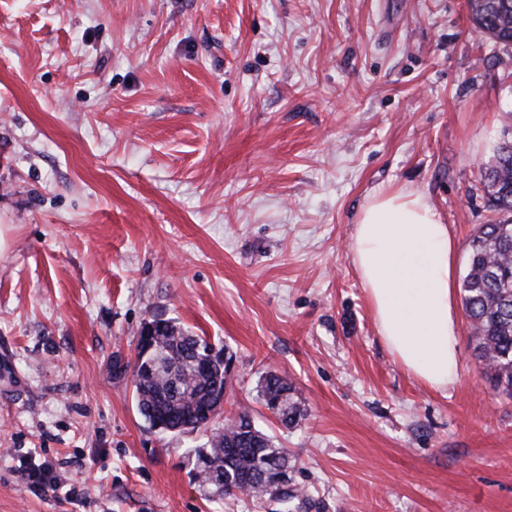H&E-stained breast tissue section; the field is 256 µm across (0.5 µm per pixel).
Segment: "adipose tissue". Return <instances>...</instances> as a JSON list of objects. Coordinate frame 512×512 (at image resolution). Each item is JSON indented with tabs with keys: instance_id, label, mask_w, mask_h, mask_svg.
<instances>
[{
	"instance_id": "obj_1",
	"label": "adipose tissue",
	"mask_w": 512,
	"mask_h": 512,
	"mask_svg": "<svg viewBox=\"0 0 512 512\" xmlns=\"http://www.w3.org/2000/svg\"><path fill=\"white\" fill-rule=\"evenodd\" d=\"M377 332L430 388L456 383L459 330L456 242L427 196L399 188L370 196L350 244Z\"/></svg>"
}]
</instances>
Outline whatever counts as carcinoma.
<instances>
[{"mask_svg": "<svg viewBox=\"0 0 512 512\" xmlns=\"http://www.w3.org/2000/svg\"><path fill=\"white\" fill-rule=\"evenodd\" d=\"M474 30L505 49H512V0H467ZM487 201L502 218L482 225L468 247V271L462 280L463 303L471 321L478 358L487 373L512 391V130L497 143L481 173ZM156 349L146 353L137 342L133 376L161 356L171 362L179 392L170 394L163 377L134 384L136 408L150 427L185 431L205 403L213 386L227 387L221 361L212 359L213 346L172 320L160 319ZM293 386L284 376L268 372L258 381L261 403L285 428L305 416L292 397ZM194 479L208 495L225 500L239 494L283 503L298 497L296 465L288 450L259 430L249 412L224 421L202 448L194 449Z\"/></svg>", "mask_w": 512, "mask_h": 512, "instance_id": "obj_1", "label": "carcinoma"}]
</instances>
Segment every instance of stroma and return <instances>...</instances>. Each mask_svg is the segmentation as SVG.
I'll return each instance as SVG.
<instances>
[{
    "instance_id": "1",
    "label": "stroma",
    "mask_w": 512,
    "mask_h": 512,
    "mask_svg": "<svg viewBox=\"0 0 512 512\" xmlns=\"http://www.w3.org/2000/svg\"><path fill=\"white\" fill-rule=\"evenodd\" d=\"M472 29L466 0H0V512H213L188 457L209 429L136 409L155 317L228 349L224 414L296 458L291 512H512V397L466 313L431 389L350 252L367 198L406 187L464 277L512 111V56ZM270 371L293 429L257 398ZM257 388L261 403L286 429L296 426L305 416L301 404L292 397L294 389L286 377L267 372L258 381ZM285 400H288V410L283 409ZM22 476L26 484L36 492H44L49 488L54 490L61 482L56 470L43 464L27 466L22 470Z\"/></svg>"
}]
</instances>
